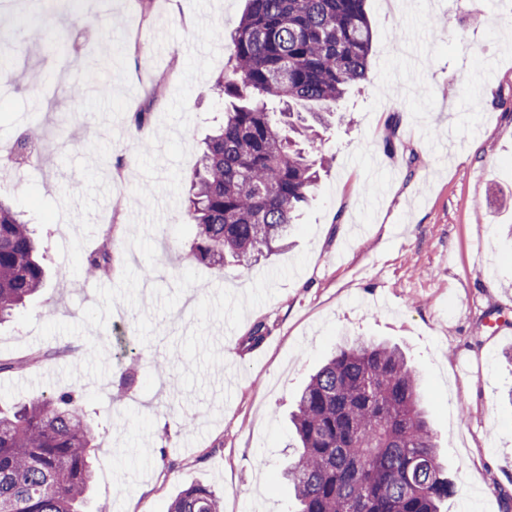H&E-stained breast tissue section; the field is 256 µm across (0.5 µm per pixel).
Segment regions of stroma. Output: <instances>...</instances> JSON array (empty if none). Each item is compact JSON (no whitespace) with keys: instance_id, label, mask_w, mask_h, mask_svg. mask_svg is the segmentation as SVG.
I'll use <instances>...</instances> for the list:
<instances>
[{"instance_id":"35a3bbf8","label":"stroma","mask_w":512,"mask_h":512,"mask_svg":"<svg viewBox=\"0 0 512 512\" xmlns=\"http://www.w3.org/2000/svg\"><path fill=\"white\" fill-rule=\"evenodd\" d=\"M246 4L0 11V40L20 49L0 151L41 132L37 164L13 167L0 194L48 266L0 325V359L27 363L0 373V408L81 394L97 424L92 499L109 512H167L195 484L224 512H297L281 476L297 393L346 337L384 340L420 376L454 483L443 512H512V26L490 0H366L369 78L322 136L314 197L282 246L216 267L192 258L184 212L222 117L218 32ZM107 232L112 276L84 279Z\"/></svg>"}]
</instances>
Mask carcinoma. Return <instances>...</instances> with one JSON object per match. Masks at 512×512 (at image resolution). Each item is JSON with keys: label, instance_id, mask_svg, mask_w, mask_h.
<instances>
[{"label": "carcinoma", "instance_id": "obj_1", "mask_svg": "<svg viewBox=\"0 0 512 512\" xmlns=\"http://www.w3.org/2000/svg\"><path fill=\"white\" fill-rule=\"evenodd\" d=\"M372 31L365 0H248L230 34L215 90L235 99L206 142L186 217L193 256L214 266L277 248L312 198L328 128L367 78ZM315 102L322 112H300ZM112 268V244L85 260L93 279ZM39 241L0 202V322L43 287ZM285 476L298 512H442L453 482L420 408L419 380L396 347L355 336L310 377L291 415ZM96 429L73 391L0 410V512H83ZM168 512H223L191 486Z\"/></svg>", "mask_w": 512, "mask_h": 512}]
</instances>
